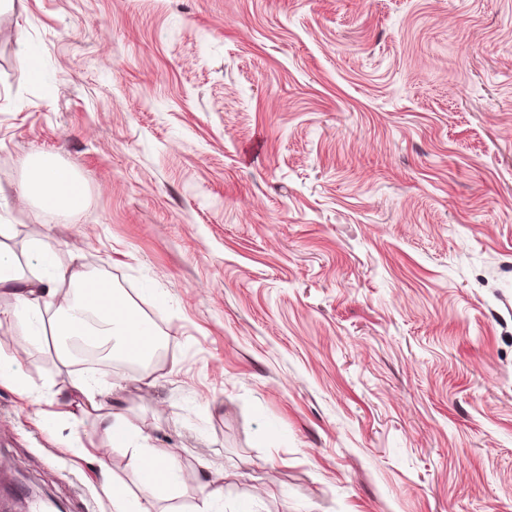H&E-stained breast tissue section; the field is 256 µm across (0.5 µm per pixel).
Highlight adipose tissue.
Returning a JSON list of instances; mask_svg holds the SVG:
<instances>
[{
	"instance_id": "obj_1",
	"label": "adipose tissue",
	"mask_w": 512,
	"mask_h": 512,
	"mask_svg": "<svg viewBox=\"0 0 512 512\" xmlns=\"http://www.w3.org/2000/svg\"><path fill=\"white\" fill-rule=\"evenodd\" d=\"M16 198L22 203L38 201L47 211L70 213L83 209L87 201L85 188L77 177L49 156L36 157L29 163L26 177L17 187ZM33 252L41 274L31 279L18 270L9 252L0 249V288L14 293L16 305L12 315L19 326L26 328L32 344L90 340L109 346L112 355L130 363H146L152 359L161 344L158 332L111 283L57 266L42 247H34ZM64 280L74 283L75 294L62 298L52 321H45L42 306L47 297L54 294L53 283ZM70 389L78 397L83 412L94 413L96 427L109 439L108 447L98 449L94 460L101 489L111 497L116 512H148L147 500L157 498L171 485L184 481L177 450L152 447L147 436L123 417L103 411V391L96 381L74 379ZM115 448L124 449L137 464L149 463L161 472L162 478L157 482L137 475L142 498L128 499L114 484L105 459Z\"/></svg>"
}]
</instances>
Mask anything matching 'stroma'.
Here are the masks:
<instances>
[{"label": "stroma", "mask_w": 512, "mask_h": 512, "mask_svg": "<svg viewBox=\"0 0 512 512\" xmlns=\"http://www.w3.org/2000/svg\"><path fill=\"white\" fill-rule=\"evenodd\" d=\"M41 153L82 211L15 204ZM0 222L25 276L41 240L163 338L85 369L0 289L34 393L0 386V501L114 512L93 418L37 423L91 375L199 475L154 512L213 471L217 512H512V0H14Z\"/></svg>", "instance_id": "obj_1"}]
</instances>
